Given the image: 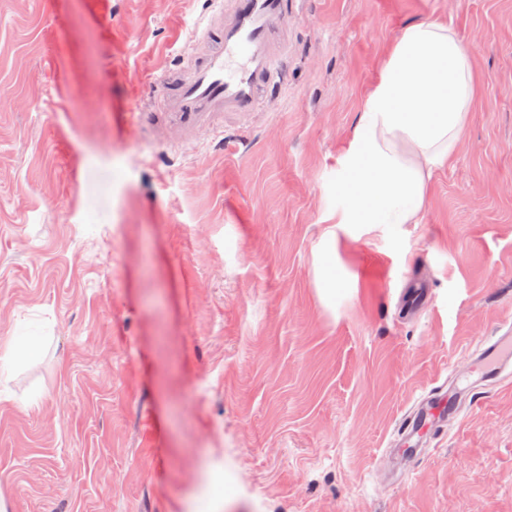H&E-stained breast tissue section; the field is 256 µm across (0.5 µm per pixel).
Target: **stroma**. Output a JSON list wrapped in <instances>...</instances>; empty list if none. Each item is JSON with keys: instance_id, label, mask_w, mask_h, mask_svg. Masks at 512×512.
<instances>
[{"instance_id": "stroma-1", "label": "stroma", "mask_w": 512, "mask_h": 512, "mask_svg": "<svg viewBox=\"0 0 512 512\" xmlns=\"http://www.w3.org/2000/svg\"><path fill=\"white\" fill-rule=\"evenodd\" d=\"M210 0H0V393L10 512H512V379L423 456L397 429L512 328V0H301L279 96L176 122ZM478 104L418 224H330L406 25ZM32 399L23 409L19 400Z\"/></svg>"}]
</instances>
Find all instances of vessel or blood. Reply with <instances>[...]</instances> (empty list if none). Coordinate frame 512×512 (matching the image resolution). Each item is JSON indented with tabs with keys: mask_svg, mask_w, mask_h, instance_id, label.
<instances>
[{
	"mask_svg": "<svg viewBox=\"0 0 512 512\" xmlns=\"http://www.w3.org/2000/svg\"><path fill=\"white\" fill-rule=\"evenodd\" d=\"M298 0H222L201 30L198 54L180 73L162 79L165 112L198 118L214 112H254L283 84L288 31L281 23ZM479 381L498 382L512 371V328L486 338L472 357ZM450 393L422 397L398 430L399 453L419 454L428 428L453 410Z\"/></svg>",
	"mask_w": 512,
	"mask_h": 512,
	"instance_id": "obj_1",
	"label": "vessel or blood"
}]
</instances>
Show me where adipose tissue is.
<instances>
[{"label": "adipose tissue", "mask_w": 512, "mask_h": 512, "mask_svg": "<svg viewBox=\"0 0 512 512\" xmlns=\"http://www.w3.org/2000/svg\"><path fill=\"white\" fill-rule=\"evenodd\" d=\"M474 101L472 51L447 23L405 26L340 157L334 224H418L435 170L454 159Z\"/></svg>", "instance_id": "obj_1"}]
</instances>
